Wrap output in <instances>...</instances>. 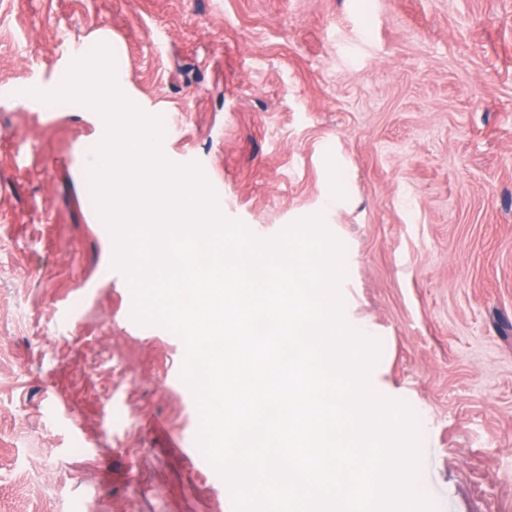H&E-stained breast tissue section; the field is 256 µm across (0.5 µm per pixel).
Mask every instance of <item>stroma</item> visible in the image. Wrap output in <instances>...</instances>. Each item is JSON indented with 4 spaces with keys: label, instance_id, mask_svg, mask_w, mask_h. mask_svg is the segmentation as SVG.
<instances>
[{
    "label": "stroma",
    "instance_id": "obj_1",
    "mask_svg": "<svg viewBox=\"0 0 512 512\" xmlns=\"http://www.w3.org/2000/svg\"><path fill=\"white\" fill-rule=\"evenodd\" d=\"M258 238L322 215L436 512H512V0H0V512H233L86 202L77 50Z\"/></svg>",
    "mask_w": 512,
    "mask_h": 512
}]
</instances>
